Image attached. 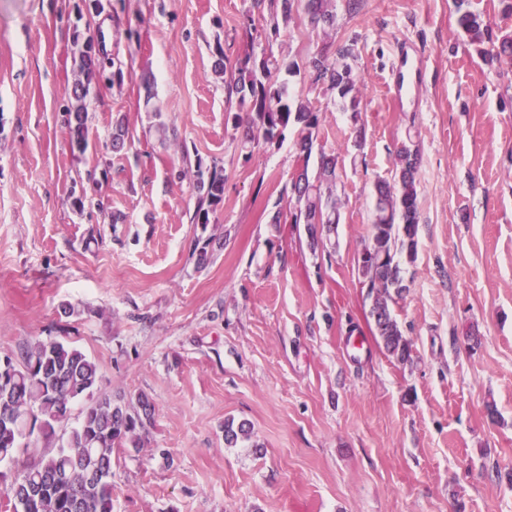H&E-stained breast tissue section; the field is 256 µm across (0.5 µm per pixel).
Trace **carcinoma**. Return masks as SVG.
Masks as SVG:
<instances>
[{
  "mask_svg": "<svg viewBox=\"0 0 512 512\" xmlns=\"http://www.w3.org/2000/svg\"><path fill=\"white\" fill-rule=\"evenodd\" d=\"M266 1L272 7L266 28L273 39L301 12L324 38L331 39L336 34V0H252L243 21L246 34H251L254 11L261 10ZM457 23L471 45L493 40L491 23L480 13L465 10ZM480 54L489 64L502 55L512 56V37H504L498 50L482 49ZM356 58L353 40L338 46L333 57L323 47L300 65L288 64V75L306 74L331 100H340L342 108L351 112L356 121L361 112L357 94L360 75L353 65ZM97 67L96 57L81 52V78L72 85L71 106L66 112L72 144L80 150L87 144L88 131L86 97L78 94V86L92 83ZM216 72L224 74L228 111L235 113V126L242 129L243 144H273L288 128H298L302 165L291 184L295 199L293 223L322 225V246L329 254L336 252L334 234L341 206L339 155L321 152L315 175L308 174L320 110L309 98L290 93L288 84L279 79L281 65L271 53L261 57L246 53L229 66L220 61ZM417 166L418 151L401 146L395 180L379 181L375 186L370 240L357 256L358 273L370 289L375 335L385 351L400 362L409 359L411 345L390 304L407 289L403 260L412 262L416 255ZM224 181L223 169L215 164L205 166L196 159L194 223H209L210 214L224 199ZM191 257L199 269L209 265V244L195 242ZM98 382L97 365L68 342L38 341L8 357L7 364H0V464L14 462L21 449L30 447L28 439L36 432L46 440L53 438L56 427L68 419L71 404L92 397ZM153 422L154 406L145 395L138 396L135 406L116 402L107 395L98 397L82 409L79 423L58 448L25 466L9 482L0 472V507L5 512H112L114 453L127 446L141 447L142 434ZM250 438L247 423L224 422L226 445L234 447Z\"/></svg>",
  "mask_w": 512,
  "mask_h": 512,
  "instance_id": "obj_1",
  "label": "carcinoma"
}]
</instances>
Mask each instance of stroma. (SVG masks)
<instances>
[{
	"mask_svg": "<svg viewBox=\"0 0 512 512\" xmlns=\"http://www.w3.org/2000/svg\"><path fill=\"white\" fill-rule=\"evenodd\" d=\"M461 4L512 35L499 0L339 12L359 117L288 77L323 111L314 151L340 154L330 255L287 214L297 129L242 149L215 72L221 53L314 52L303 19L272 43L260 20L241 35L251 0H0V357L64 340L97 364L99 393L153 403L143 447L113 468V512H512V59L484 64L463 42ZM404 42L422 73L399 109L387 83ZM88 43L108 69L81 151L65 90ZM408 141L420 221L391 305L411 344L402 363L374 334L356 259L375 184L393 181ZM188 157L224 169L206 224L192 221ZM199 239L213 250L201 270ZM230 418L249 445L225 447Z\"/></svg>",
	"mask_w": 512,
	"mask_h": 512,
	"instance_id": "1",
	"label": "stroma"
}]
</instances>
